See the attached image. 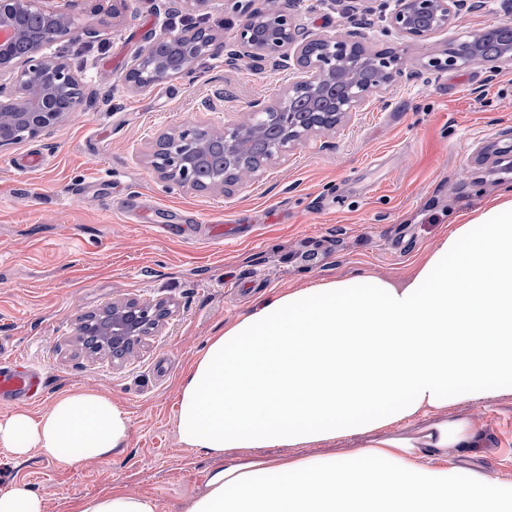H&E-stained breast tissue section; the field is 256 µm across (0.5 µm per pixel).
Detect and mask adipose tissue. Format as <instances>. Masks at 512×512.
I'll return each instance as SVG.
<instances>
[{
	"instance_id": "adipose-tissue-1",
	"label": "adipose tissue",
	"mask_w": 512,
	"mask_h": 512,
	"mask_svg": "<svg viewBox=\"0 0 512 512\" xmlns=\"http://www.w3.org/2000/svg\"><path fill=\"white\" fill-rule=\"evenodd\" d=\"M358 282L272 294L209 338L181 383L177 426L215 464L186 512H512V482L448 461L449 449L481 450L472 420L388 433L460 401L512 394V199L452 225L403 281ZM130 429L116 402L81 389L39 417L0 419V447L69 466L112 456ZM348 435L370 441L349 458L305 453ZM73 512L156 504L123 488Z\"/></svg>"
}]
</instances>
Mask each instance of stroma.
<instances>
[{
  "mask_svg": "<svg viewBox=\"0 0 512 512\" xmlns=\"http://www.w3.org/2000/svg\"><path fill=\"white\" fill-rule=\"evenodd\" d=\"M75 13L85 36L49 51L94 89L92 103L41 137L0 147V357L46 369L30 415L91 389L128 412L131 432L125 448L92 465L63 466L38 449L17 459L0 448V490L22 482L43 496L44 512H71L78 499L126 486L151 497L156 512H184L213 461L181 439L179 387L210 336L272 291L345 275L404 278L450 223L512 197V173L477 162L487 144L512 143V63L494 72L427 65L463 33L500 19L501 0H484L418 43L384 35L381 11L367 0H297L296 21L314 34L358 31L371 49L411 59L418 75L228 193L162 178L152 164L157 142L185 122L223 130L252 99H278L287 70L226 64L240 18L224 0L176 14L161 0H122L115 15L79 0ZM198 21L223 53L143 91L123 84L154 35ZM218 87L230 98L203 110ZM159 224L221 225L228 236L160 238ZM130 299L167 301L171 314L122 363L89 354L77 336L81 314ZM466 416L492 450L472 467L512 481V394L436 414Z\"/></svg>",
  "mask_w": 512,
  "mask_h": 512,
  "instance_id": "stroma-1",
  "label": "stroma"
}]
</instances>
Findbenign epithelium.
I'll return each instance as SVG.
<instances>
[{"instance_id": "7a95c632", "label": "benign epithelium", "mask_w": 512, "mask_h": 512, "mask_svg": "<svg viewBox=\"0 0 512 512\" xmlns=\"http://www.w3.org/2000/svg\"><path fill=\"white\" fill-rule=\"evenodd\" d=\"M252 0H224L242 17L235 49L230 58H249L259 67H286L291 81L273 102L257 99L249 104L246 118L224 129V175L210 183L197 182V171L209 164L208 138L214 132L185 125L162 136L157 151L173 156L170 163L153 161L166 179L196 190L220 188L226 192L264 167L285 159L288 151L312 136L334 129L360 109L369 97L395 82L410 80L415 71L408 59L389 51H372L355 31L345 28L319 37L296 24L287 11L250 9ZM483 6L482 0H398L387 18L398 39L425 41L455 23L461 7ZM75 0H0V146L34 139L59 124L67 111L60 100H75L78 109L88 93L82 78L59 56L44 52L45 43L25 32L16 19L39 14L63 31L76 32ZM483 33L472 32L462 47H450L428 66L454 69L470 64L481 48ZM184 48L186 69L215 50L217 38L197 26L176 35H162ZM169 78L164 61L145 54L125 74L123 82L147 89ZM493 159L496 168L512 169V146L492 144L480 161ZM170 314L163 302L153 305L135 300L114 302L101 315L112 320L103 334L112 338V361L122 359L146 336L159 331Z\"/></svg>"}]
</instances>
